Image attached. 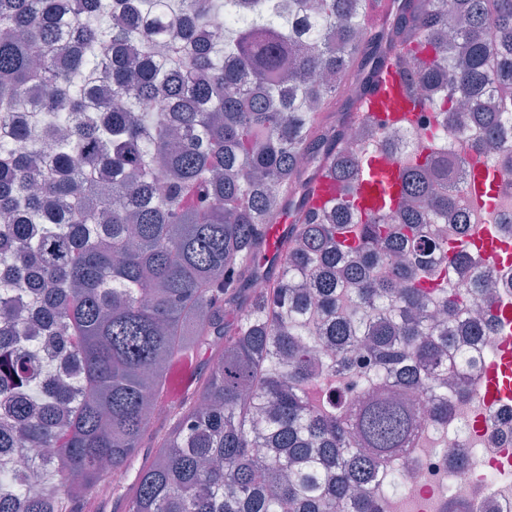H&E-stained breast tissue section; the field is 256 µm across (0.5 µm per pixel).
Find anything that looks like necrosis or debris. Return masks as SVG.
I'll use <instances>...</instances> for the list:
<instances>
[{
    "instance_id": "1",
    "label": "necrosis or debris",
    "mask_w": 512,
    "mask_h": 512,
    "mask_svg": "<svg viewBox=\"0 0 512 512\" xmlns=\"http://www.w3.org/2000/svg\"><path fill=\"white\" fill-rule=\"evenodd\" d=\"M501 347L500 335L468 339V361L460 362L462 393L454 417L436 436L432 451L418 436L396 474L400 491L380 500V512H444L447 503L464 512H512V399L487 407L481 379Z\"/></svg>"
}]
</instances>
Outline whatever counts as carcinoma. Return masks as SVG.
I'll list each match as a JSON object with an SVG mask.
<instances>
[{
	"mask_svg": "<svg viewBox=\"0 0 512 512\" xmlns=\"http://www.w3.org/2000/svg\"><path fill=\"white\" fill-rule=\"evenodd\" d=\"M237 2L226 33L223 0H0V457L31 462L0 465V512H82L104 464L139 455L113 488L127 512H378L377 472L420 424L405 394L447 420L460 336L505 330L496 269L467 300L448 279L482 155L448 156L442 132L512 159V0H402L373 31L367 0ZM386 64L439 119L372 214L351 199L371 151L347 133L376 125L323 117ZM310 168L336 180L315 210ZM424 216L459 229L428 241ZM202 349L208 372L165 402ZM360 350L389 393L354 406ZM208 368L209 363L204 355L200 356L199 363L195 356L192 359L181 357L175 360L168 374L164 390V399L170 402L178 398H183L194 384L196 373L198 378V376L206 372Z\"/></svg>",
	"mask_w": 512,
	"mask_h": 512,
	"instance_id": "cac0c4a2",
	"label": "carcinoma"
}]
</instances>
